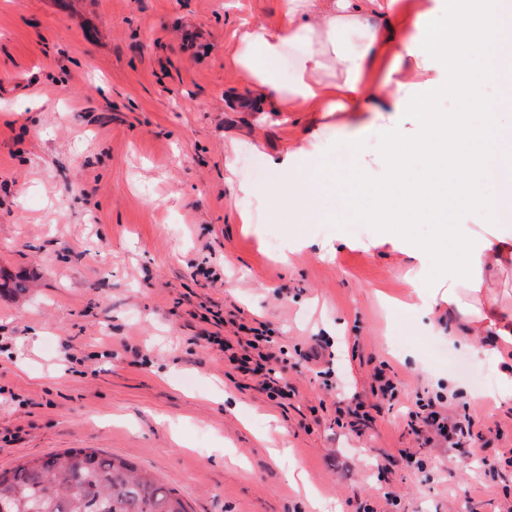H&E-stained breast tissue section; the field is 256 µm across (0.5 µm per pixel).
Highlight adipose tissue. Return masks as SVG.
I'll return each mask as SVG.
<instances>
[{"mask_svg":"<svg viewBox=\"0 0 512 512\" xmlns=\"http://www.w3.org/2000/svg\"><path fill=\"white\" fill-rule=\"evenodd\" d=\"M432 14L420 0H279L273 22L240 31L233 63L263 112L398 113L411 104L422 112L426 134L409 145L388 138L386 148L399 165L420 157L427 183L398 198L364 183L358 189L373 201L375 215L391 223L435 209L441 182L464 187L473 223L438 227L442 245L460 253L461 264L441 262L435 249H416L411 257L419 271L434 270L435 278L415 279L412 288L422 314L432 315L444 301L464 315L468 329L455 343L496 364V387L480 394V402L511 406L512 295L488 287L486 276L512 273V234L502 230L512 222V162L501 153L512 126L500 122V100L475 98L474 116L453 118L436 112L433 101L415 102L412 88L427 63L447 58L465 33L491 69L511 74L512 0H479L441 29ZM353 34L359 42L347 46Z\"/></svg>","mask_w":512,"mask_h":512,"instance_id":"ef3b65f1","label":"adipose tissue"}]
</instances>
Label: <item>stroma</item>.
Returning a JSON list of instances; mask_svg holds the SVG:
<instances>
[{
  "mask_svg": "<svg viewBox=\"0 0 512 512\" xmlns=\"http://www.w3.org/2000/svg\"><path fill=\"white\" fill-rule=\"evenodd\" d=\"M277 0H0V470L69 448L129 460L190 512H309L263 435H283L324 512H512V407L477 402L495 365L448 341L461 325L418 316L405 248L470 220L449 187L436 218L383 232L351 172L387 179L385 133L351 112L252 111L231 63L242 23ZM466 81L503 101L464 43ZM295 167L336 161L337 214L294 220L261 204ZM254 189L237 193V184ZM261 221L245 224L241 215ZM266 324L298 396L278 400L204 339ZM388 363L404 385L364 438L338 425L336 388L370 392ZM470 409L481 440L417 441L418 395ZM181 442H174L173 433ZM470 454L456 469L448 456Z\"/></svg>",
  "mask_w": 512,
  "mask_h": 512,
  "instance_id": "stroma-1",
  "label": "stroma"
}]
</instances>
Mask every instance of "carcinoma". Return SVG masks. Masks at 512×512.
Here are the masks:
<instances>
[{
	"label": "carcinoma",
	"mask_w": 512,
	"mask_h": 512,
	"mask_svg": "<svg viewBox=\"0 0 512 512\" xmlns=\"http://www.w3.org/2000/svg\"><path fill=\"white\" fill-rule=\"evenodd\" d=\"M0 512H188L176 489L123 458L67 449L0 470Z\"/></svg>",
	"instance_id": "carcinoma-1"
}]
</instances>
